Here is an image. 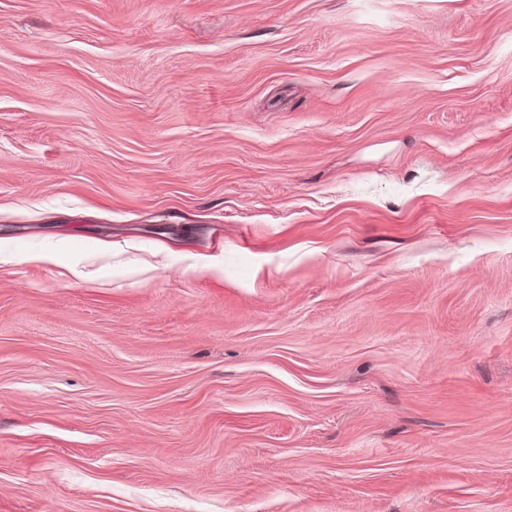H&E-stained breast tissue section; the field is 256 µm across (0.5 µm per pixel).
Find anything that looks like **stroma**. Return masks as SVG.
Masks as SVG:
<instances>
[{"mask_svg":"<svg viewBox=\"0 0 512 512\" xmlns=\"http://www.w3.org/2000/svg\"><path fill=\"white\" fill-rule=\"evenodd\" d=\"M0 512H512V0H0Z\"/></svg>","mask_w":512,"mask_h":512,"instance_id":"35a3bbf8","label":"stroma"}]
</instances>
